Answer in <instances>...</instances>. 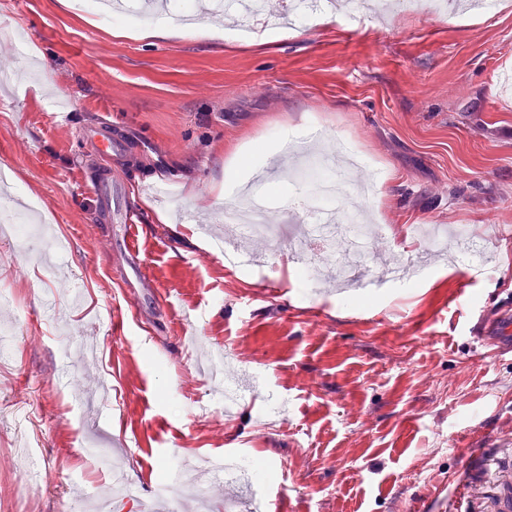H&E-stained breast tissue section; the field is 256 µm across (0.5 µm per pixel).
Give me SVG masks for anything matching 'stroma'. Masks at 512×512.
<instances>
[{
  "label": "stroma",
  "instance_id": "1",
  "mask_svg": "<svg viewBox=\"0 0 512 512\" xmlns=\"http://www.w3.org/2000/svg\"><path fill=\"white\" fill-rule=\"evenodd\" d=\"M79 0H0V45L28 81L0 88V214L33 196L43 236L0 232V512H497L512 490V354L473 332L512 298V0L474 19L417 0L358 24L287 15L236 40L148 36ZM322 132L360 168L346 184L375 224L370 252L418 256L366 305L304 280L278 238L239 234L225 168L254 143ZM102 132L121 149L103 156ZM117 183L142 249L132 264L100 197ZM225 219L228 264L181 209ZM170 223H162L160 214ZM481 241L484 270L457 307L471 259L418 243L419 225ZM146 266L167 293L139 283ZM124 323L113 335L110 318ZM224 348V383L254 377L226 413L197 368ZM273 469L250 499L216 483L219 459ZM441 498H430L434 488Z\"/></svg>",
  "mask_w": 512,
  "mask_h": 512
}]
</instances>
